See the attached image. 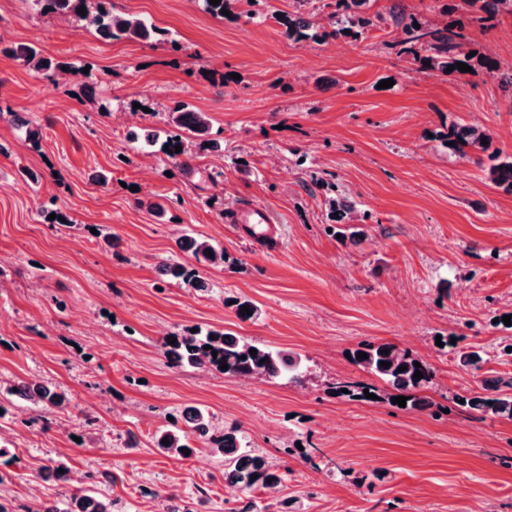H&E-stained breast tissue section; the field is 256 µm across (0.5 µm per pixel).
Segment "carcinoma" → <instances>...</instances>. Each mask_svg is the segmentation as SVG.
<instances>
[{
    "instance_id": "obj_1",
    "label": "carcinoma",
    "mask_w": 512,
    "mask_h": 512,
    "mask_svg": "<svg viewBox=\"0 0 512 512\" xmlns=\"http://www.w3.org/2000/svg\"><path fill=\"white\" fill-rule=\"evenodd\" d=\"M48 14L60 17H80L79 8H86L83 19L92 27L96 34L105 40H141L150 41L163 32L139 15L119 14L100 2L96 8H88V0H36ZM295 11H276L279 23L284 28V34L296 41L325 42L346 32L337 19V11L343 10L350 14L352 22L360 28L358 34H364L374 25V20L382 19L376 15L372 19L365 16L370 9L371 0H336V10L328 14L331 19V29L318 22H308L303 18L305 8L311 6V0H294ZM473 14V20L481 29H486L504 12L512 14V0H464ZM389 15L397 24L402 26L403 36L392 44L395 54L405 56L412 64L419 65L421 71H438L459 75L461 71L455 68L456 63H468L469 53L465 51L467 36L463 30L453 31L448 27L434 25L414 26V23L403 22L404 12L394 6L389 9ZM3 52L17 60L23 61L37 71H49L53 68H62L59 63L42 55L36 47L18 43L3 49ZM454 70H448V67ZM167 125L168 135L165 143L169 144V151L165 152L168 160L179 162L188 155L191 147L201 151H219L222 143L207 137L211 126V117L206 112L189 109L183 104L175 105L169 112ZM486 135L474 128L454 124L448 127L447 141L452 143L450 150L461 157L468 155L470 149H487L482 144ZM181 151H176V147ZM493 161L487 168L488 180L508 192H512V156L504 158L498 155L490 156ZM178 250L189 252L199 263L215 264L225 260L224 252L218 251L209 241L197 239L187 234L175 238ZM165 274L172 279L180 280L194 288H205L207 284L197 268L181 262L166 261L161 264ZM176 342L164 343V357L175 367L189 366L208 371L220 370L225 364L227 369L222 371L229 378H245L253 375H264L272 379H286L300 384L306 380L308 366L301 355L284 349H278L264 344L252 343L232 332L223 329H209L205 332L199 330L192 332L187 328L182 333L174 335ZM211 349L206 350L204 346ZM257 350L251 355L250 350ZM217 355H212V352ZM358 351L364 352L368 358L359 359L352 354L353 361L367 372L377 376L393 389L394 395L406 396V407L421 409L430 402L422 396L434 377V370L427 362L413 356L407 351L399 350L389 343L373 344L363 343ZM390 363L385 368L380 362ZM420 367H415V364ZM405 366L407 370L401 372L399 367ZM421 371L423 378L416 379L414 374ZM512 380L501 378L486 379L482 385V392L464 396L461 406L480 412L483 415L505 417L512 419ZM348 393H343V390ZM377 393L378 388L363 382L340 381L336 383V394L346 395L352 400H366L365 392ZM20 398L44 408H61L68 403L66 394L42 383L19 381L7 389ZM185 427L175 429H161L154 437V447L167 454H176L185 457L182 449L194 450V443L201 442L207 447L224 455V478L238 485L244 491L252 492L257 489H269L279 485L283 480L281 468L267 457L256 453L246 436L237 427H231L217 432L208 413L197 407H188L184 410ZM168 439L169 444L162 443ZM36 512H118L115 502L103 499L97 495L80 491L73 494L66 507L59 508L44 504Z\"/></svg>"
}]
</instances>
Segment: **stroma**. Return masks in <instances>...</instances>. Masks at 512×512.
<instances>
[{
	"label": "stroma",
	"mask_w": 512,
	"mask_h": 512,
	"mask_svg": "<svg viewBox=\"0 0 512 512\" xmlns=\"http://www.w3.org/2000/svg\"><path fill=\"white\" fill-rule=\"evenodd\" d=\"M402 2L414 21L465 28L496 72L416 71L395 55L389 18L356 40H288L266 9L289 11L293 0H233L224 19L202 0H112L168 31L151 42L104 40L36 0H0L1 38L72 66L44 74L0 53V446L11 450L0 497L15 512L89 488L122 512H227L238 495L223 456L153 446L188 406L238 426L281 465L284 483L253 493L262 505L512 512V420L456 401L485 378L512 379L501 353L512 343L502 321L512 316V193L485 175L490 153L512 155V92L498 80L512 67V16L484 31L463 0ZM179 102L210 114L223 151L183 166L129 142L134 128L165 129ZM30 123L42 128L39 145L26 139ZM456 123L484 132L487 151H450ZM338 195L355 201L357 221L332 222ZM247 201L280 226L278 253L225 222ZM51 209L69 223H49ZM177 233L224 251V264L202 269L208 291L161 272V260H192L173 254ZM237 298L259 319H239ZM188 327L296 351L310 378L170 366L162 344ZM369 342L431 365L428 408L334 394L340 380L374 383L348 357ZM457 347L481 362L460 365ZM19 379L57 385L68 407L9 395ZM59 457L63 480L47 471Z\"/></svg>",
	"instance_id": "35a3bbf8"
}]
</instances>
